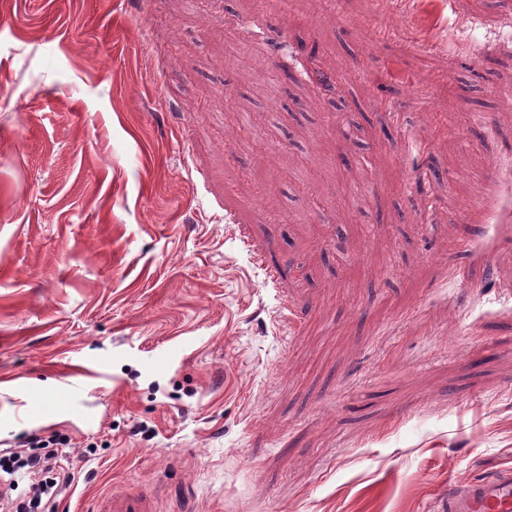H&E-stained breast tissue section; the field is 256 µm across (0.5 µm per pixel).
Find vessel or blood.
Returning <instances> with one entry per match:
<instances>
[{
    "instance_id": "b4317fda",
    "label": "vessel or blood",
    "mask_w": 512,
    "mask_h": 512,
    "mask_svg": "<svg viewBox=\"0 0 512 512\" xmlns=\"http://www.w3.org/2000/svg\"><path fill=\"white\" fill-rule=\"evenodd\" d=\"M435 512H512V467L498 468L479 480L449 484Z\"/></svg>"
}]
</instances>
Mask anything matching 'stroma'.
<instances>
[{
  "label": "stroma",
  "mask_w": 512,
  "mask_h": 512,
  "mask_svg": "<svg viewBox=\"0 0 512 512\" xmlns=\"http://www.w3.org/2000/svg\"><path fill=\"white\" fill-rule=\"evenodd\" d=\"M245 9L0 0V446L67 438L54 512H428L512 465V0Z\"/></svg>",
  "instance_id": "stroma-1"
}]
</instances>
